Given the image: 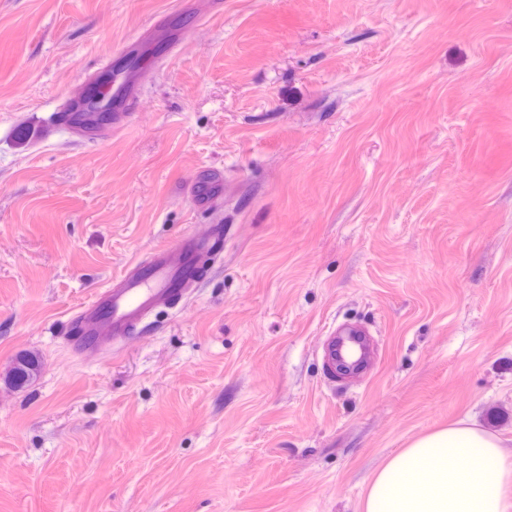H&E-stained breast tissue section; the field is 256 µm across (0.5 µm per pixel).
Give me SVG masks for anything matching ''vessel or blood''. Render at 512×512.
I'll return each mask as SVG.
<instances>
[{
  "label": "vessel or blood",
  "instance_id": "b4317fda",
  "mask_svg": "<svg viewBox=\"0 0 512 512\" xmlns=\"http://www.w3.org/2000/svg\"><path fill=\"white\" fill-rule=\"evenodd\" d=\"M111 92L121 103L115 112L96 113L94 125H86L83 114L64 111L61 122L69 128L98 136L106 129L124 126L136 95L128 80L116 76ZM209 246L203 236H185L169 248L154 250L151 256L138 262L121 276L96 292L80 307L71 322L83 337L87 352L94 353L112 345L147 317L165 307L173 296L185 294L194 284L195 260Z\"/></svg>",
  "mask_w": 512,
  "mask_h": 512
}]
</instances>
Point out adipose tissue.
I'll return each instance as SVG.
<instances>
[{"mask_svg":"<svg viewBox=\"0 0 512 512\" xmlns=\"http://www.w3.org/2000/svg\"><path fill=\"white\" fill-rule=\"evenodd\" d=\"M362 512H512V450L456 420L390 456L371 478Z\"/></svg>","mask_w":512,"mask_h":512,"instance_id":"1","label":"adipose tissue"}]
</instances>
